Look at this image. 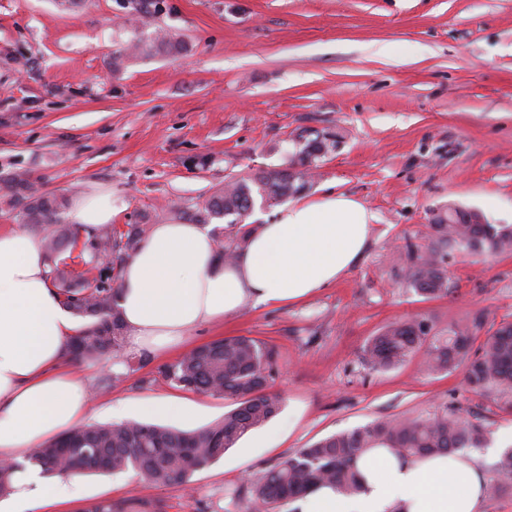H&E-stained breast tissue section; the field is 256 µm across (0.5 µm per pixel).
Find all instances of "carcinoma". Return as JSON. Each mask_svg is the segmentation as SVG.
<instances>
[{
    "mask_svg": "<svg viewBox=\"0 0 512 512\" xmlns=\"http://www.w3.org/2000/svg\"><path fill=\"white\" fill-rule=\"evenodd\" d=\"M129 48L136 55L181 51V42L158 33L133 38ZM336 149L334 135L306 138L294 159L296 165L318 167ZM308 181L295 168H271L247 177H234L224 188L186 208H172L180 219L208 224L224 220V231L215 234L219 257L233 261L258 230L246 220L256 200L273 206L302 193ZM10 206L19 209L24 223L42 232L50 264L52 285L64 304L84 324L68 341L72 364L98 362L127 365L123 355L124 328L117 307V285L126 262L149 233V224H110L89 237L81 228L64 221L68 199L41 190L26 177L0 181ZM427 243L403 248L402 277L420 296L448 294V256L462 250L477 255L512 251V225L490 224L474 210L454 205L435 213L427 225ZM111 257L108 265L100 256ZM484 314L457 322L445 334L432 332L424 317L385 325L363 347L365 365L373 372L397 368L421 355L428 374L462 368L468 390L504 410L512 409V322L502 321L486 329ZM276 367L275 348L250 336H227L183 354L156 373L178 388L219 396L232 409L208 427L181 431L170 427L129 421L74 428L64 435L30 448L27 462L47 475L79 476L92 473H125L130 470L155 485L188 482L192 473L211 464L235 447L252 430L268 422L280 410L282 398L270 391ZM491 430L485 419L461 415L454 407L438 406L412 417L375 420L365 426L324 437L299 448L244 485L228 490L232 501L247 503L248 512H278L290 500L318 484H329L345 497L360 489L356 462L370 448H387L401 459L446 454L487 445ZM495 492L512 491V449L505 451L490 472ZM89 512H163L160 502L131 497L99 500Z\"/></svg>",
    "mask_w": 512,
    "mask_h": 512,
    "instance_id": "cac0c4a2",
    "label": "carcinoma"
}]
</instances>
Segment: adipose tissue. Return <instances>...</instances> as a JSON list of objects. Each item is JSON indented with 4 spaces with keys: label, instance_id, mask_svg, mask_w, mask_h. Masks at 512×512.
<instances>
[{
    "label": "adipose tissue",
    "instance_id": "ef3b65f1",
    "mask_svg": "<svg viewBox=\"0 0 512 512\" xmlns=\"http://www.w3.org/2000/svg\"><path fill=\"white\" fill-rule=\"evenodd\" d=\"M111 193L77 196L71 223L94 229L111 223ZM371 212L354 197L326 194L279 208L235 261H222L208 228L153 225L124 266L118 306L129 352L165 355L190 330L247 308L286 306L331 287L366 246ZM81 322L64 307L48 277L39 235L0 229V458L75 427L91 397L67 367L66 345ZM363 490L345 497L320 485L284 512H485L489 484L481 462L461 453L404 461L383 448L363 453ZM0 512L80 498L71 478L46 481L26 467L12 476Z\"/></svg>",
    "mask_w": 512,
    "mask_h": 512
}]
</instances>
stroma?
I'll list each match as a JSON object with an SVG mask.
<instances>
[{
	"mask_svg": "<svg viewBox=\"0 0 512 512\" xmlns=\"http://www.w3.org/2000/svg\"><path fill=\"white\" fill-rule=\"evenodd\" d=\"M163 29L178 55L115 64L134 34ZM336 149L306 197L333 190L373 215L369 242L333 287L298 304L247 308L192 331L189 347L245 335L278 353L280 411L188 484L128 471L89 474L83 503L135 496L164 512H244L226 492L319 438L440 404L483 416L490 443L512 447V410L468 391L462 370L418 360L385 373L364 344L419 315L434 332L484 312L512 321V251L452 253L447 295L402 279L400 251L423 243L433 211L456 204L512 225V0H0V177L28 171L59 195L108 192L117 224L169 222L232 177L288 166L299 136ZM153 356L103 389L105 368L73 366L91 386L87 423L107 407L182 397L192 431L223 417L219 396L155 377Z\"/></svg>",
	"mask_w": 512,
	"mask_h": 512,
	"instance_id": "1",
	"label": "stroma"
}]
</instances>
